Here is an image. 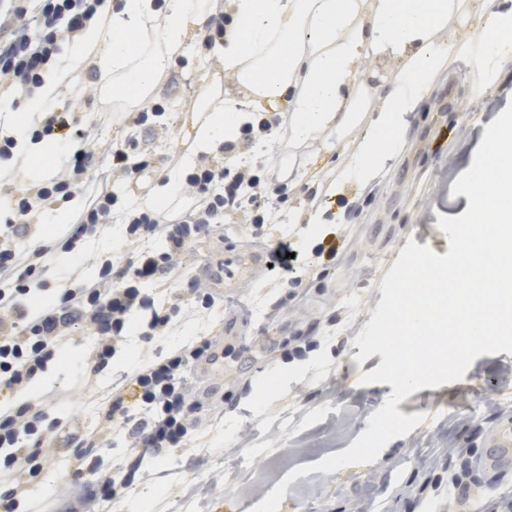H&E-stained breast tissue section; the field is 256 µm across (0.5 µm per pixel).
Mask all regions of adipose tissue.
<instances>
[{
  "mask_svg": "<svg viewBox=\"0 0 512 512\" xmlns=\"http://www.w3.org/2000/svg\"><path fill=\"white\" fill-rule=\"evenodd\" d=\"M452 7V0H378L365 27L356 20V0H233L237 26L225 37L216 67L226 83L261 102L284 101L294 114L292 138L312 140L333 120L353 125L361 108L355 90L361 60L379 49L406 57L379 99L378 126L391 142L400 115L415 110L451 52L430 36ZM212 8L211 0H168L161 15L154 0H123L118 10L113 0H104L100 24L87 28L61 62L45 66L44 84L31 98L27 116L55 107L86 60L99 72L101 93L131 106L149 101L190 28L201 26ZM197 109L207 115L197 133L202 147L223 140L239 121L235 103L223 100L217 89Z\"/></svg>",
  "mask_w": 512,
  "mask_h": 512,
  "instance_id": "adipose-tissue-1",
  "label": "adipose tissue"
}]
</instances>
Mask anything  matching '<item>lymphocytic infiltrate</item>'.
<instances>
[{
	"instance_id": "lymphocytic-infiltrate-1",
	"label": "lymphocytic infiltrate",
	"mask_w": 512,
	"mask_h": 512,
	"mask_svg": "<svg viewBox=\"0 0 512 512\" xmlns=\"http://www.w3.org/2000/svg\"><path fill=\"white\" fill-rule=\"evenodd\" d=\"M103 0H0V22L8 30L0 36V94L13 100L29 99L42 83L41 68L60 56L63 48L77 42L83 31L98 22ZM281 126L276 112H252L235 139L225 141L181 176L183 194L193 196L194 207L176 219L129 205L125 197L109 192L98 196L79 216L71 235L52 242L35 238L44 203L70 202L84 184L100 155L109 158L104 179L133 186L137 173L154 168L156 155L138 141L103 147L80 126L73 110L47 112L29 128L17 132L0 129V164L18 159L23 143L47 138H66L76 150L73 161L58 168L45 182L17 185L12 215L0 225V512H44L32 497L43 460L62 448L80 449L78 485L84 473H102L104 487L81 492L75 498L80 512H106L107 506L131 484L145 460L183 447L197 429L195 387L189 372L208 348L195 341L164 356L137 364L131 371V389L113 386L94 432L97 442H107L121 432L126 447L136 449L132 466L113 464L102 472L101 457L83 453L77 436L76 416L59 420L42 403L17 402L46 370L49 361L68 344L74 332L93 336L89 376H96L110 359L122 356L128 341L129 319L135 311H149L141 336L149 340L169 335L183 309L172 303L156 306L145 282H159L185 269L192 257V243L207 235L212 226L239 218L248 224L255 239L270 243L272 265L266 279H289L307 258L330 265L336 260V227L327 225L312 243L273 241L272 229L283 203L287 184L278 181L269 161L249 158L258 142L267 140ZM119 219L124 239L132 247L127 263L111 254L98 253L97 274L84 279L72 272L68 283L55 287L53 304L33 311L32 287L46 283L48 257L72 252L77 243L95 238L102 226ZM151 240L164 244L162 251L148 248Z\"/></svg>"
}]
</instances>
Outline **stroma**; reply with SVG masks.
Returning <instances> with one entry per match:
<instances>
[{"label": "stroma", "instance_id": "1", "mask_svg": "<svg viewBox=\"0 0 512 512\" xmlns=\"http://www.w3.org/2000/svg\"><path fill=\"white\" fill-rule=\"evenodd\" d=\"M512 11V0H457L456 9L434 42L456 38L447 66L430 82L420 106L402 115L403 135L380 159L375 176L364 183L346 178L362 149L365 134L374 130L378 115L370 102L397 76L403 61L386 54L370 57L358 75V89L369 105L358 124L325 129L317 142L295 141L289 127L258 145L257 154L287 159L288 204L275 235L289 232L318 236L324 225L341 224L334 264L298 273L294 293L272 282L254 284L232 296H217L215 307L199 318H185L172 335L148 342L133 338L137 355L148 357L197 337L215 336L225 313H243L248 325L235 344L217 393L224 414L203 412L197 435L187 447L154 460L152 480L131 485L115 501L119 512H251L279 483L286 493L278 512H351L353 500L374 498V512H455L449 477L465 459L475 458L480 445L503 417L512 416V355L500 352L477 357L465 383L421 388L397 405L406 416L425 414L423 423L392 440L370 464L348 466L330 473L313 470L292 477L293 469L314 465L348 449L367 429L369 417L381 408L393 388L387 383L360 384L361 375L377 369L381 354L359 359L355 338L371 321L382 297V282L407 242L430 246L438 255L449 250L439 216L458 217L468 205L452 196L459 176L474 159L485 130L512 102V41L501 43L504 69L494 77L469 69L481 54L480 29L492 13ZM198 54L195 39L173 62L155 96L167 103L171 127L165 136L141 132L142 146L153 148L154 171L142 173L129 201L146 206L161 200V210L176 217L187 199L171 191L172 175L192 166L197 156L186 138L189 124L200 120L196 106L212 81ZM78 117L91 136L122 143L129 127L101 96L82 103ZM454 126L446 157L430 146L441 127ZM341 187L351 193L374 190L375 202L352 212H331L325 199L309 201L305 189L313 182ZM247 225L223 223L198 239L193 250L198 264L180 271L172 282L153 284L157 302L172 290L189 287L202 266L224 250L252 240ZM288 305L270 318L279 299ZM291 336L315 337L318 346L306 359L282 360L281 345ZM93 344L78 332L71 350L52 360L31 389L58 418L80 417L81 432H91L114 380L132 367L119 358L95 379L93 393L83 392L84 368ZM445 434L453 443L450 455L438 456L434 438ZM210 457L208 470L195 468L197 451Z\"/></svg>", "mask_w": 512, "mask_h": 512}]
</instances>
